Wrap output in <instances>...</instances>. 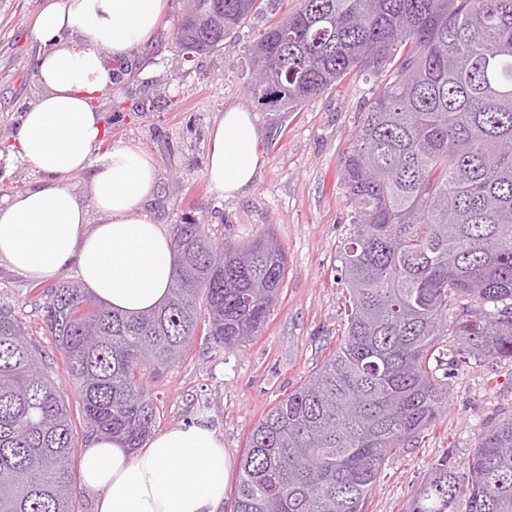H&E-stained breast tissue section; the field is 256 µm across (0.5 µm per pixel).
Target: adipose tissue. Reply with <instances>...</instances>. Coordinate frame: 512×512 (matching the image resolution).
<instances>
[{"label":"adipose tissue","instance_id":"ef3b65f1","mask_svg":"<svg viewBox=\"0 0 512 512\" xmlns=\"http://www.w3.org/2000/svg\"><path fill=\"white\" fill-rule=\"evenodd\" d=\"M166 8L167 0H43L30 31L45 92L24 113L12 146L42 178L0 200V262L38 282L75 272L95 297L130 317L167 298L171 238L143 212L156 193L150 156L124 144L94 154L104 123L92 101L115 80L111 59L150 41ZM257 138L241 107L214 124L206 175L222 196L252 183ZM83 172L85 198L68 184ZM92 206L100 223L88 219ZM230 467L223 437L196 419L152 434L136 451L94 435L81 451L79 479L94 495V512H219Z\"/></svg>","mask_w":512,"mask_h":512}]
</instances>
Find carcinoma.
<instances>
[{"label":"carcinoma","mask_w":512,"mask_h":512,"mask_svg":"<svg viewBox=\"0 0 512 512\" xmlns=\"http://www.w3.org/2000/svg\"><path fill=\"white\" fill-rule=\"evenodd\" d=\"M258 0H186L181 55L218 50ZM248 94L292 112L351 73L389 72L341 164L353 214L341 250L348 327L303 384L251 430L234 512H366L382 467L448 404L431 359L512 360V0H301L247 49ZM158 309L127 318L80 285L50 288L45 321L91 432L142 446L157 406L143 378L198 326L231 349L257 336L285 278L284 246L246 248L173 225ZM462 312L448 320V311ZM492 305L488 311L485 306ZM0 313V512H77L70 405ZM512 512V417L478 434L464 470L439 458L408 512Z\"/></svg>","instance_id":"cac0c4a2"}]
</instances>
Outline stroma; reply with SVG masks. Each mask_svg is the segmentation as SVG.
Returning a JSON list of instances; mask_svg holds the SVG:
<instances>
[{
	"label": "stroma",
	"instance_id": "obj_1",
	"mask_svg": "<svg viewBox=\"0 0 512 512\" xmlns=\"http://www.w3.org/2000/svg\"><path fill=\"white\" fill-rule=\"evenodd\" d=\"M41 2L0 0V199L41 177L7 150L23 112L44 92L29 29ZM296 5L259 0L257 12L218 51L184 57L174 48L183 4L168 0L153 40L114 61L115 84L96 101L105 122L98 152L124 143L153 161L157 193L145 212L155 223L169 229L191 219L238 247L270 235L287 252L283 287L259 336L228 350L196 335L181 359L147 381L157 430L206 419L235 462L255 424L317 369L346 328L339 245L353 218L339 169L362 112L381 88L378 76L351 75L293 112L264 109L249 97L248 46ZM234 105L254 117L261 164L253 184L227 198L213 190L206 168L211 129ZM46 302L44 285L0 264V310L24 322L62 396L71 398L75 387L63 376L62 356L44 323ZM453 344L443 337L434 364L448 389L446 411L418 446L385 463L367 512H405L432 464L449 451L465 462L487 423L512 415V361L491 368L456 363Z\"/></svg>",
	"mask_w": 512,
	"mask_h": 512
}]
</instances>
